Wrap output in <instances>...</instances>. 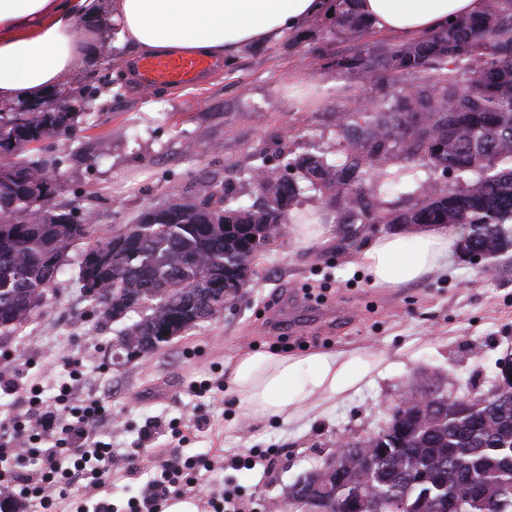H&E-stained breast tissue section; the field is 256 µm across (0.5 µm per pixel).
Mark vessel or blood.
<instances>
[{"label":"vessel or blood","mask_w":512,"mask_h":512,"mask_svg":"<svg viewBox=\"0 0 512 512\" xmlns=\"http://www.w3.org/2000/svg\"><path fill=\"white\" fill-rule=\"evenodd\" d=\"M214 67V61L192 54H158L141 58L137 72L140 82L147 87L192 86Z\"/></svg>","instance_id":"vessel-or-blood-1"}]
</instances>
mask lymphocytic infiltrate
Returning a JSON list of instances; mask_svg holds the SVG:
<instances>
[{
    "instance_id": "f902f5d3",
    "label": "lymphocytic infiltrate",
    "mask_w": 512,
    "mask_h": 512,
    "mask_svg": "<svg viewBox=\"0 0 512 512\" xmlns=\"http://www.w3.org/2000/svg\"><path fill=\"white\" fill-rule=\"evenodd\" d=\"M28 416L15 420L11 432L0 434V466L7 467L10 480L0 484V494L10 499L17 512H51L57 500L67 499L72 486L88 481L92 490L112 487L115 453L111 444L95 440L96 430L111 425L112 416L98 399L81 397L70 383H62L53 405L26 397ZM60 435L58 446L46 449L47 471L32 475L19 471L27 440ZM219 459L197 465L193 458L160 459L148 482L151 494L139 512H163L176 496L200 495L201 471L222 467Z\"/></svg>"
}]
</instances>
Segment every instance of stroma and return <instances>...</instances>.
Returning <instances> with one entry per match:
<instances>
[{"label": "stroma", "instance_id": "obj_1", "mask_svg": "<svg viewBox=\"0 0 512 512\" xmlns=\"http://www.w3.org/2000/svg\"><path fill=\"white\" fill-rule=\"evenodd\" d=\"M349 45L332 20L318 18L272 46H249L196 88L147 89L118 74L112 61H84L68 80L99 89L94 115L74 136L37 144L31 155L59 162L55 201L92 215L100 232L130 224L177 194H193L201 175L232 185L233 206L256 199L250 173L303 154L335 160L336 114L354 99L381 100L365 73L336 64ZM355 248L329 240L271 246L255 276L223 316L199 323L144 358L115 364L112 344L126 321L102 322L78 279L72 249L57 283L28 322L0 335V371L37 384L53 402L62 381L112 414L103 441L136 449L120 471L111 502L118 512L148 494L155 451L180 458L269 451L270 466L225 465L210 472L206 492L230 493L241 512H287L289 488L334 451L339 436L384 429L395 405L420 392L427 377L457 395L485 393L498 363L512 355V247L473 261L454 254L446 274L416 286L378 288L354 266ZM412 355L316 419L242 425L224 393L225 362L239 350L306 353L369 346ZM183 431L187 442L174 440Z\"/></svg>", "mask_w": 512, "mask_h": 512}]
</instances>
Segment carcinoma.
<instances>
[{
	"mask_svg": "<svg viewBox=\"0 0 512 512\" xmlns=\"http://www.w3.org/2000/svg\"><path fill=\"white\" fill-rule=\"evenodd\" d=\"M336 34L351 44L338 65L392 85L394 103L386 112L355 105L336 113L342 140L340 157L298 156L270 165L261 161L269 188L248 207L226 202L228 185L202 181L193 195H174L142 211L134 223L106 241L95 225L54 202L59 168L24 161L34 143L73 134L79 118L69 112L72 87L63 83L38 112H0V155L11 156L8 179L0 182V333L26 323L32 291L55 284L68 253L83 243L79 281L108 321L131 312L139 320L118 336L126 344L151 333L172 317L184 330L197 326L191 304L209 296V284L238 281L254 273L256 256L278 240V214L289 220L299 182L340 206L342 242H356L364 224H460L475 245L487 250L512 221V0H485L483 10L459 18L411 43L372 40L371 25L358 13L357 0H338ZM477 62L466 78L458 66ZM432 73L433 86L408 98L400 78ZM448 137V174L460 187L439 196L418 189L405 204L385 200L383 186L398 183L417 168L437 170L426 140ZM474 179L469 180L467 176ZM258 240H253V237ZM482 394L437 395L428 419L408 417L387 441L377 445L375 488L385 498L421 512H436L442 486L453 477L477 478L479 494L464 512H512V399L497 414L481 407ZM313 484L332 503L375 494L359 483L321 471Z\"/></svg>",
	"mask_w": 512,
	"mask_h": 512,
	"instance_id": "carcinoma-1",
	"label": "carcinoma"
}]
</instances>
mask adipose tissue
Returning <instances> with one entry per match:
<instances>
[{"label": "adipose tissue", "instance_id": "ef3b65f1", "mask_svg": "<svg viewBox=\"0 0 512 512\" xmlns=\"http://www.w3.org/2000/svg\"><path fill=\"white\" fill-rule=\"evenodd\" d=\"M484 0H358L376 29L408 43L480 13ZM336 0H0V105L48 95L95 49L102 24L118 46L134 52L191 53L232 59L244 46L275 44L315 18L335 12ZM464 227L442 224L369 240L356 263L372 285L399 288L448 270ZM394 354L370 348L315 350L305 354L244 349L228 362L224 389L242 419L291 422L324 414L375 378Z\"/></svg>", "mask_w": 512, "mask_h": 512}]
</instances>
